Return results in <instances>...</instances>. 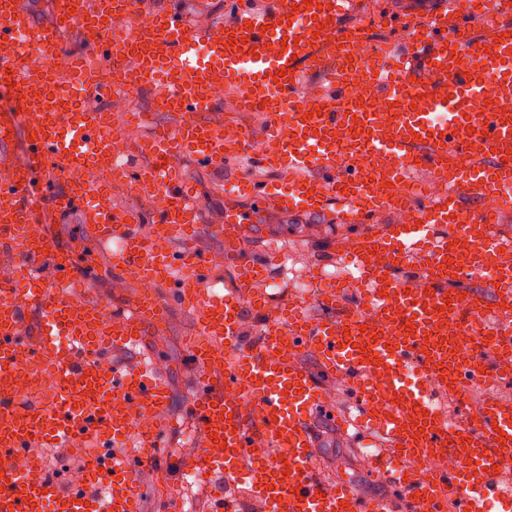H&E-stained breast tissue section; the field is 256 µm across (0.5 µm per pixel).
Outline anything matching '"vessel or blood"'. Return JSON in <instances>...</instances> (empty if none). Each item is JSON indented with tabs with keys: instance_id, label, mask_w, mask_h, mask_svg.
I'll return each mask as SVG.
<instances>
[{
	"instance_id": "obj_1",
	"label": "vessel or blood",
	"mask_w": 512,
	"mask_h": 512,
	"mask_svg": "<svg viewBox=\"0 0 512 512\" xmlns=\"http://www.w3.org/2000/svg\"><path fill=\"white\" fill-rule=\"evenodd\" d=\"M356 8L357 0H270L195 30L176 10L147 12L143 0H112L110 11L92 14L86 0H56V22L41 28L23 0H0V84L12 82L18 104L17 112L0 113V143L24 122L36 135L30 150L41 174L108 166L139 195L166 199L141 214L113 205L107 190L69 184L66 204L79 207L97 241L112 247L106 265L84 272L57 248L28 169L0 173L7 202L0 243L22 271L0 284V512H140L138 479L156 466L167 424L165 379L142 358L93 365L76 354L137 348L144 325L162 323L170 300L195 319L188 419L201 436V474L245 479L263 512H512V397L496 390L512 381V265L501 264L512 238L493 230L495 209L512 208V0H454L416 26L405 50L381 52L366 68L353 52L362 31L340 24ZM479 11L493 15L502 36L495 54H485L474 35L470 17ZM114 12L128 17L125 30H110ZM74 26L101 59L128 58L120 80L101 84L88 81L78 60L71 75L80 89L116 96L148 87L157 111L171 116L137 146L150 166L123 164L127 149L109 113L75 110L60 124L47 66L43 94L29 92L24 60L35 50L51 60ZM358 70L372 79L375 100H361L352 79ZM306 71L322 77L311 116L298 93ZM221 94L240 112L266 107L261 139L246 124L227 139L223 125L210 121ZM489 94L503 107L479 114ZM341 138L379 160L390 179L418 166L443 171L452 186L493 195L495 207H464L452 190L423 203L411 222L375 224L377 212L396 209L403 196L380 192L363 162L342 154ZM239 154L282 178L236 177L225 181V197H257L285 210L333 205L356 225L339 250L354 275L326 289L322 317L309 316L298 298L276 309L263 302L258 287L268 264L241 255L244 213L232 207L223 223L203 225L194 188L176 173L185 155L219 167ZM311 168L317 178L307 177ZM205 232L223 239L224 254L192 247ZM228 254L236 258L232 288L207 289ZM45 260L53 263L48 282L40 276ZM411 263L419 279L401 277ZM100 278L136 285L128 313L82 296ZM455 278L487 287L452 293ZM365 292L374 299L363 309L357 298ZM248 308L262 326L253 345L241 336ZM63 336L69 345L60 344ZM307 352L348 384L352 424L376 445L375 472L394 498L367 499L348 483L315 477L310 422L330 406L300 362ZM22 355L54 385L52 396L36 399L19 384ZM487 383L493 391L472 404L474 387ZM88 439L98 448L81 485L22 477V469L43 467L47 449ZM450 457L456 464L448 468Z\"/></svg>"
}]
</instances>
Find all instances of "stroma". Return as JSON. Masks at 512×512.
I'll return each mask as SVG.
<instances>
[{"instance_id":"stroma-1","label":"stroma","mask_w":512,"mask_h":512,"mask_svg":"<svg viewBox=\"0 0 512 512\" xmlns=\"http://www.w3.org/2000/svg\"><path fill=\"white\" fill-rule=\"evenodd\" d=\"M154 5L175 6L184 11L192 28L203 29L218 20L233 18L240 0H152ZM449 0H360L353 14L354 20L373 21L372 34L384 50H395L411 37L409 28L381 25L382 17L406 15L424 20L435 11L447 7ZM151 89L136 92L127 102L105 96L100 100L104 111L116 121H124L130 113H146L148 123L139 127V134H146L150 127L167 124L166 113L153 109ZM177 172L193 185L201 200L200 220L205 224H218L224 218L227 202L224 198L226 180L240 175L262 182H272L277 174L268 169L254 167L246 158L225 161L216 169L192 157L178 160ZM237 206L250 210L251 221L243 225L242 235L249 257L268 260V278L275 282L272 299L274 305L287 303L295 294L298 280L307 276L314 267L339 268L338 246L355 233L356 228L346 222L340 210L330 206L322 211H282L274 204L256 206L248 197L237 199ZM46 216L51 232L59 245L85 254L96 261H107L108 247L100 245L91 230L83 224L79 210L59 213L53 205H46ZM195 324L181 308H173L164 328H148L142 345L133 351H112L107 360L124 364L137 357L162 363V375L171 390V405L167 414L174 428L163 440L161 460L140 483V512H167V504H180L181 512H207L215 492L221 484L206 479H189L186 464L200 452L196 437L186 435L182 424L187 403L193 395L195 374L186 358L185 343ZM357 429L341 430L336 421H328L322 436V446L317 449L315 467L326 482L345 481L369 498L391 495V488L373 475L370 450L362 443Z\"/></svg>"}]
</instances>
